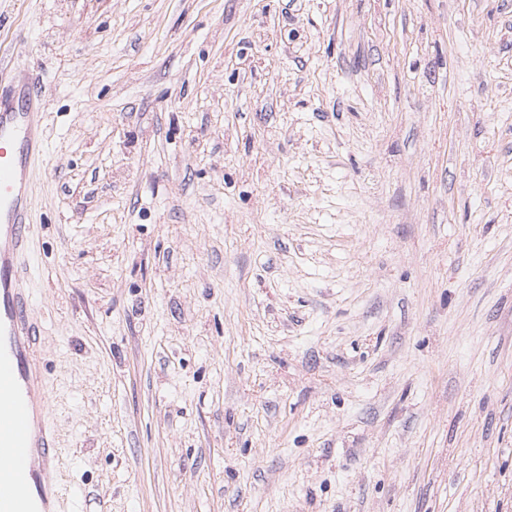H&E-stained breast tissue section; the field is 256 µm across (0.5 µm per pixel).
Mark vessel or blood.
I'll return each mask as SVG.
<instances>
[{
  "label": "vessel or blood",
  "mask_w": 512,
  "mask_h": 512,
  "mask_svg": "<svg viewBox=\"0 0 512 512\" xmlns=\"http://www.w3.org/2000/svg\"><path fill=\"white\" fill-rule=\"evenodd\" d=\"M0 90V512H55L59 450L40 413L33 358L30 172L44 154L43 115L33 99L13 106Z\"/></svg>",
  "instance_id": "vessel-or-blood-1"
}]
</instances>
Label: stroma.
I'll return each instance as SVG.
<instances>
[{
  "instance_id": "35a3bbf8",
  "label": "stroma",
  "mask_w": 512,
  "mask_h": 512,
  "mask_svg": "<svg viewBox=\"0 0 512 512\" xmlns=\"http://www.w3.org/2000/svg\"><path fill=\"white\" fill-rule=\"evenodd\" d=\"M61 512H512V0H0Z\"/></svg>"
}]
</instances>
